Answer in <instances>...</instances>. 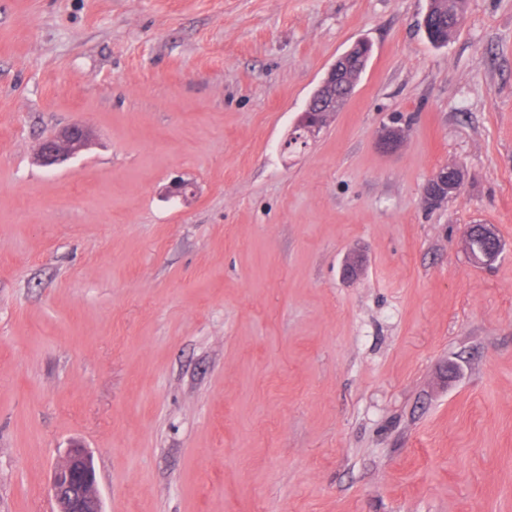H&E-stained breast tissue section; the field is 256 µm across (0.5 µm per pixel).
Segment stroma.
Segmentation results:
<instances>
[{
    "instance_id": "obj_1",
    "label": "stroma",
    "mask_w": 512,
    "mask_h": 512,
    "mask_svg": "<svg viewBox=\"0 0 512 512\" xmlns=\"http://www.w3.org/2000/svg\"><path fill=\"white\" fill-rule=\"evenodd\" d=\"M428 6L0 0V512H54L75 442L105 512H512V0L441 47ZM362 45V43L354 44L349 50L336 59V62L320 82L318 91L325 89L328 86L331 87L334 82H336V72L344 69V66L347 65V61L350 56L357 48L362 47ZM362 55L363 53H360L359 50L355 51L353 61L348 64L345 74L337 82L336 91L337 88H345L343 85L344 82L353 83L355 86L359 82L362 75L361 68L364 67L365 62V59L363 61L360 59ZM317 92L314 95L312 94L310 97L305 109L306 112H303L302 114L303 119L301 122L298 121L293 132L290 134L289 140L300 137L299 140L307 144L309 139L316 137L320 133V131L327 125L330 116L334 114L333 112H312L316 107H323V102ZM351 93V89L345 88L342 95L346 94V97H348ZM91 129L82 120H76L39 144L38 161L47 168L67 162L89 144ZM438 168L428 179L422 193V202L425 206L436 205L441 199L448 196H457L464 180L460 168ZM482 239L486 246L479 253H475L471 249V242L473 239ZM477 239L472 243V248L476 249L480 245L481 241ZM462 244L472 257V259L482 265H490L495 262L500 256L503 245L494 231V229L488 224H468L465 226Z\"/></svg>"
}]
</instances>
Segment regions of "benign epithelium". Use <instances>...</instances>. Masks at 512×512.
<instances>
[{"instance_id":"obj_1","label":"benign epithelium","mask_w":512,"mask_h":512,"mask_svg":"<svg viewBox=\"0 0 512 512\" xmlns=\"http://www.w3.org/2000/svg\"><path fill=\"white\" fill-rule=\"evenodd\" d=\"M362 47L356 43L340 55L319 84L324 89L336 82V73L343 70L354 51ZM323 106L319 94H314L297 123L290 138H300L307 142L316 137L327 125L329 112H316L314 108ZM91 129L82 120H77L60 129L47 140L39 144L38 161L47 168H53L67 162L83 151L89 144ZM464 175L459 168H438L428 179L422 193V202L433 206L446 196L458 194ZM479 238L485 242V248L478 253L471 251V242ZM462 244L470 251L472 259L482 265H490L500 256L503 245L488 224H468L465 226ZM49 493L57 504V512H103L102 502L97 490V478L91 453L80 445H73L66 451L63 461L53 472Z\"/></svg>"}]
</instances>
